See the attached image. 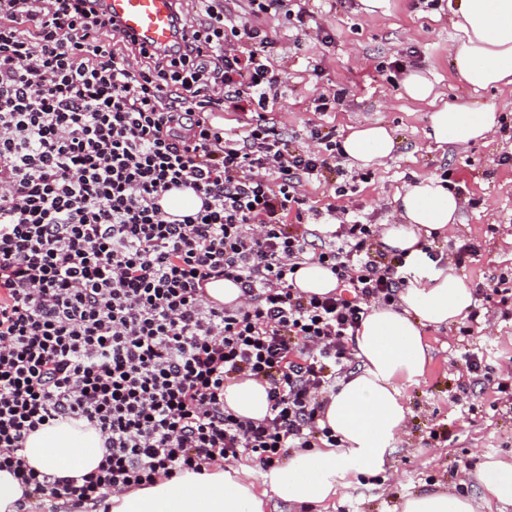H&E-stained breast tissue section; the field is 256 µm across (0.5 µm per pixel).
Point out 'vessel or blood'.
<instances>
[{
    "instance_id": "b4317fda",
    "label": "vessel or blood",
    "mask_w": 512,
    "mask_h": 512,
    "mask_svg": "<svg viewBox=\"0 0 512 512\" xmlns=\"http://www.w3.org/2000/svg\"><path fill=\"white\" fill-rule=\"evenodd\" d=\"M106 3L125 32L147 48L173 44L176 0H106Z\"/></svg>"
}]
</instances>
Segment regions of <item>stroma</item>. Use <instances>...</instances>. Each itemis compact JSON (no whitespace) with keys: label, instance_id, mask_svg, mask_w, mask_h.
I'll list each match as a JSON object with an SVG mask.
<instances>
[{"label":"stroma","instance_id":"obj_1","mask_svg":"<svg viewBox=\"0 0 512 512\" xmlns=\"http://www.w3.org/2000/svg\"><path fill=\"white\" fill-rule=\"evenodd\" d=\"M452 0H389L387 12H365L361 0H309L318 26L305 34L289 28L284 16L258 15L254 22L276 41L270 56L283 73L271 118L290 147H310L309 131H335L345 139L351 128L383 124L400 145L392 158L366 171V179L343 181L328 171L322 182L304 186L312 209L346 208L364 222L385 227L398 223L395 198L425 177L447 180L462 197L459 223L448 237L432 241L434 261L425 269L456 271L472 293L512 289V86L473 93L452 70L448 47L455 30ZM331 43H321L318 30ZM321 74H314V67ZM421 69L448 97L494 106L500 126L489 138L465 147L437 146L426 137L429 105L406 98L404 72ZM338 96L335 109L318 110L322 96ZM346 185L345 195L336 188ZM477 252L456 267L462 246ZM479 327L462 324L430 328L431 361L418 382L405 386L406 427L392 446L383 472L351 471L338 484L328 507L302 506L298 512H402L409 496L428 490L466 492L482 498L474 483L460 486L463 471L489 457L512 462V397L497 391L492 378L512 373V299L479 309ZM475 355L490 380L469 373Z\"/></svg>","mask_w":512,"mask_h":512}]
</instances>
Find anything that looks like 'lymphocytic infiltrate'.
<instances>
[{
  "label": "lymphocytic infiltrate",
  "mask_w": 512,
  "mask_h": 512,
  "mask_svg": "<svg viewBox=\"0 0 512 512\" xmlns=\"http://www.w3.org/2000/svg\"><path fill=\"white\" fill-rule=\"evenodd\" d=\"M104 0H0V470L32 512H84L111 493L288 449L337 447L323 398L351 368L371 304L412 283L404 254L374 252V225L343 212L318 240L290 231L311 212L300 189L344 154L289 148L265 108L280 80L268 32L225 0L177 12L184 45L153 51ZM239 112L237 126L217 121ZM192 189L199 210L160 201ZM336 292L305 295L306 262ZM227 279L247 302L207 303ZM268 385L269 416L224 405V383ZM83 420L105 453L95 471L28 468L30 433Z\"/></svg>",
  "instance_id": "1"
}]
</instances>
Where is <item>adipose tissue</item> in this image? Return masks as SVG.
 <instances>
[{
	"label": "adipose tissue",
	"mask_w": 512,
	"mask_h": 512,
	"mask_svg": "<svg viewBox=\"0 0 512 512\" xmlns=\"http://www.w3.org/2000/svg\"><path fill=\"white\" fill-rule=\"evenodd\" d=\"M453 16L456 35L449 55L457 75L476 92L512 85V0H455ZM401 87L406 97L431 105L428 136L437 145L466 146L486 139L499 126L494 107L444 99L424 71H408ZM397 147L393 130L380 124L353 128L343 142L347 158L364 168L382 164ZM461 206L443 180L420 179L400 196L401 221L386 226L381 241L387 249L406 252L408 261H421V238L453 230ZM472 302L470 288L458 275L438 272L402 291L397 306L371 309L354 337L362 368L330 395L324 411L342 447L301 451L287 465L259 474L232 464L201 475L184 472L147 488L109 495L92 512H265L274 498L297 505L330 501L337 493L338 473L383 469L407 420L401 386L416 382L429 360L425 328L460 322ZM224 404L236 415L263 419L269 412L267 385L239 378L225 385ZM101 445L95 430L60 423L29 435L23 455L36 471L78 477L98 467ZM475 478L489 498L512 505V463L487 459ZM480 510L475 498L442 490L415 495L403 505V512Z\"/></svg>",
	"instance_id": "ef3b65f1"
}]
</instances>
